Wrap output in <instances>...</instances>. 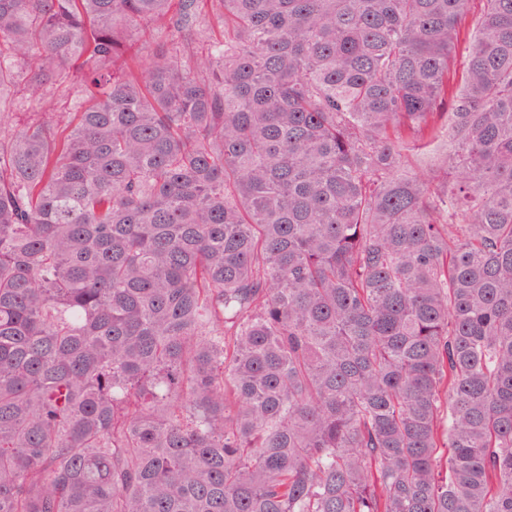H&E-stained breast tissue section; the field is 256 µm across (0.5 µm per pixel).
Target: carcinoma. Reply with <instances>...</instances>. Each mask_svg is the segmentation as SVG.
Returning a JSON list of instances; mask_svg holds the SVG:
<instances>
[{
  "mask_svg": "<svg viewBox=\"0 0 512 512\" xmlns=\"http://www.w3.org/2000/svg\"><path fill=\"white\" fill-rule=\"evenodd\" d=\"M30 102L0 512H512V0H0Z\"/></svg>",
  "mask_w": 512,
  "mask_h": 512,
  "instance_id": "cac0c4a2",
  "label": "carcinoma"
}]
</instances>
